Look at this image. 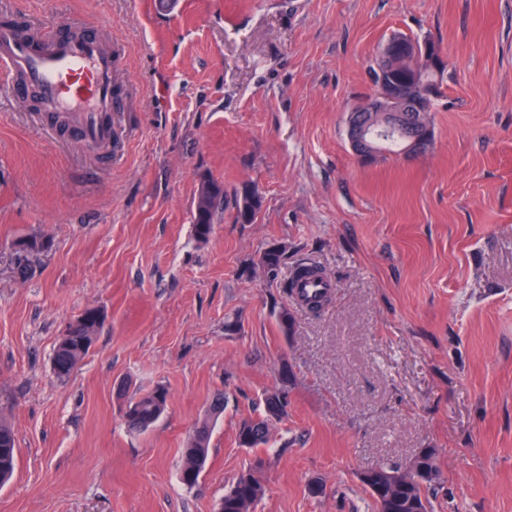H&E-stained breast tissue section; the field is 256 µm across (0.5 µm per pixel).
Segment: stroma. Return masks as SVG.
I'll list each match as a JSON object with an SVG mask.
<instances>
[{
	"instance_id": "35a3bbf8",
	"label": "stroma",
	"mask_w": 512,
	"mask_h": 512,
	"mask_svg": "<svg viewBox=\"0 0 512 512\" xmlns=\"http://www.w3.org/2000/svg\"><path fill=\"white\" fill-rule=\"evenodd\" d=\"M3 20L111 31L122 108L95 155L17 111L0 73V417L19 448L0 512H216L258 457L254 512H373L362 472L424 448L434 512H512V0H0ZM399 33L445 59L434 139L364 163L347 114ZM204 175L224 211L200 244ZM247 189L263 204L239 224ZM32 233L52 248L23 279L11 246ZM304 260L336 283L318 314L284 289ZM90 307L105 325L57 380ZM158 385L165 412L130 431L128 401ZM282 386L271 441L240 447ZM219 392L190 490L182 451ZM224 185L202 176L192 203V226L198 243H206L213 231L217 215L224 210ZM285 259V249L281 246H270L260 257V266L268 278L274 281ZM103 324L101 311L90 308L69 325L68 334L59 340L53 356V371L58 379L69 378L88 354ZM288 396L285 390L265 392L262 411L255 417L242 419L237 429V440L243 448H256L265 444L275 422L288 414Z\"/></svg>"
}]
</instances>
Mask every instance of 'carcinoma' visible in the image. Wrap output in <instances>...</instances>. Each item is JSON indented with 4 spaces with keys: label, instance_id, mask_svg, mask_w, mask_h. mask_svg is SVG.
Returning a JSON list of instances; mask_svg holds the SVG:
<instances>
[{
    "label": "carcinoma",
    "instance_id": "carcinoma-1",
    "mask_svg": "<svg viewBox=\"0 0 512 512\" xmlns=\"http://www.w3.org/2000/svg\"><path fill=\"white\" fill-rule=\"evenodd\" d=\"M373 85L394 92L411 101L423 100V95L409 81L407 70L396 68L391 72L372 70ZM224 185L203 176L192 203L194 238L199 243L209 240L217 215L223 211ZM262 208V197L254 190H246L236 201L235 220L238 224H251ZM15 255H34L47 252L52 243L39 234L23 237L14 243ZM285 259L281 246L267 248L260 257V266L270 280H275ZM104 324L100 310L90 308L69 325L66 337L59 340L54 356L53 371L60 380L69 378L78 364L88 354L96 335ZM168 391L159 385L129 403L125 417L130 429L145 431L163 414L167 405ZM224 412V395L213 397L206 416L199 421L192 438L183 451L180 482L193 488L198 485L203 466L209 454L212 426ZM288 414L286 391L273 389L265 392L262 411L254 417L240 421L237 440L243 448H256L265 444L275 422ZM18 448L12 425L0 419V485L8 482L16 469ZM264 461L255 458L248 469L232 481L218 503V512H253L256 503L265 493L258 477ZM438 472L436 453L432 448L421 450L410 466L383 463L365 471L361 481L373 501L374 512H431L432 483Z\"/></svg>",
    "mask_w": 512,
    "mask_h": 512
}]
</instances>
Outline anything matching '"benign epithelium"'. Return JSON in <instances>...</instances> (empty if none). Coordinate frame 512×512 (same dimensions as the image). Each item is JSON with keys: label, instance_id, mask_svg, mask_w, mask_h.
Wrapping results in <instances>:
<instances>
[{"label": "benign epithelium", "instance_id": "7a95c632", "mask_svg": "<svg viewBox=\"0 0 512 512\" xmlns=\"http://www.w3.org/2000/svg\"><path fill=\"white\" fill-rule=\"evenodd\" d=\"M442 59L439 47L427 42L421 46L406 43L399 38L389 40L377 54L374 64L383 69L396 66L402 60L421 61L424 67L413 68L411 75L423 79L426 93H431L439 81V60ZM420 110L419 102L405 103L390 93L374 94L365 100L357 112H374L376 116L362 124L350 118L348 120V137L356 156L364 161L375 160L374 138L370 135L373 130L399 132L405 129V113Z\"/></svg>", "mask_w": 512, "mask_h": 512}]
</instances>
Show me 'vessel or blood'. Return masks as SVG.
<instances>
[{"label":"vessel or blood","instance_id":"obj_1","mask_svg":"<svg viewBox=\"0 0 512 512\" xmlns=\"http://www.w3.org/2000/svg\"><path fill=\"white\" fill-rule=\"evenodd\" d=\"M0 71L13 99L37 97L43 111L67 117L83 147L111 150L112 114L120 103L110 40L73 26L0 25ZM333 286L326 274L299 277L293 283L294 299L316 302Z\"/></svg>","mask_w":512,"mask_h":512}]
</instances>
